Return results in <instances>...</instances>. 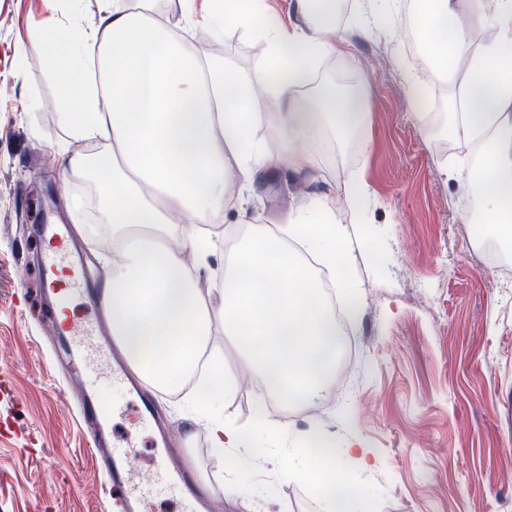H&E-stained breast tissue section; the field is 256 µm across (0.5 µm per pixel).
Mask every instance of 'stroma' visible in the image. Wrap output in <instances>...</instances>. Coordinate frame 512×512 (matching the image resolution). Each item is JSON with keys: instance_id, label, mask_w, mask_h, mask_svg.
<instances>
[{"instance_id": "35a3bbf8", "label": "stroma", "mask_w": 512, "mask_h": 512, "mask_svg": "<svg viewBox=\"0 0 512 512\" xmlns=\"http://www.w3.org/2000/svg\"><path fill=\"white\" fill-rule=\"evenodd\" d=\"M337 22L343 52L320 60L312 85L350 78L367 98V121L343 147L324 140L309 169L288 181L258 183L244 210L226 209L221 230L240 239L245 223L276 224L287 206L336 196L347 231L346 287L334 288L341 307L356 305L347 325L353 352H341L333 381L314 403L291 406L268 398L259 375L246 370L222 330L211 337L224 352L232 393L217 410L250 434L228 467L205 425L189 426L182 392H154L165 436L136 428L138 401L107 390L120 409L104 416L108 443L136 447L134 467L152 473L162 448L205 481L221 512H330L328 502L292 475V451L323 431L337 443L355 438L369 468L339 457L337 470L358 479L354 512H512V278L503 279L479 252L462 207L475 204L473 148L448 130V108L421 117L419 89L407 69H426L410 53L411 24L395 16L367 35L353 16L367 0H348ZM112 0H0V512H123L101 495L103 462L91 444L92 426L78 411L76 378H61L54 333L57 306L45 284L46 225H63L98 290L112 259L97 251V231L79 236L96 207L92 183L63 176L65 154L81 151L59 119L60 73L42 59H22L47 16L102 32ZM192 51L251 76L263 64V42L232 29L200 27ZM454 158L442 162L445 150ZM364 179L371 195L350 210L339 192ZM282 425L267 435L258 412ZM193 438H186V430Z\"/></svg>"}]
</instances>
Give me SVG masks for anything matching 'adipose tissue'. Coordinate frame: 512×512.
Instances as JSON below:
<instances>
[{"mask_svg": "<svg viewBox=\"0 0 512 512\" xmlns=\"http://www.w3.org/2000/svg\"><path fill=\"white\" fill-rule=\"evenodd\" d=\"M149 2L113 0L100 36L45 19L30 47L65 77L63 124L97 149L94 161L77 153L68 164L96 183L112 227V274L102 287L112 338L145 385L172 390L207 364L223 365L210 346L219 327L236 342L243 364L260 374L268 396L311 402L334 375L342 338L288 244L319 254L328 268L344 264L335 197L288 210L274 225H249L236 246L223 250L222 287H208L183 253L204 262L221 250L211 225L224 208L229 180L245 193L256 181L301 173L322 135L342 141L364 126L360 92L325 83L312 99L298 94L315 63L346 45L336 27V0H292L298 25L268 0H208L207 24L265 43L264 68L251 76L186 49L176 31L197 26L195 0H180L175 26L150 16ZM417 3L415 28L430 77H447L464 91L450 121L478 143L479 220L512 235V0ZM477 28L488 38L474 41ZM94 58L107 83L88 76ZM271 73L276 81H268ZM259 84L277 103L275 115L256 111ZM266 123L280 137L278 151L252 134ZM193 419L205 422L217 451L248 443L209 407L195 406Z\"/></svg>", "mask_w": 512, "mask_h": 512, "instance_id": "1", "label": "adipose tissue"}]
</instances>
